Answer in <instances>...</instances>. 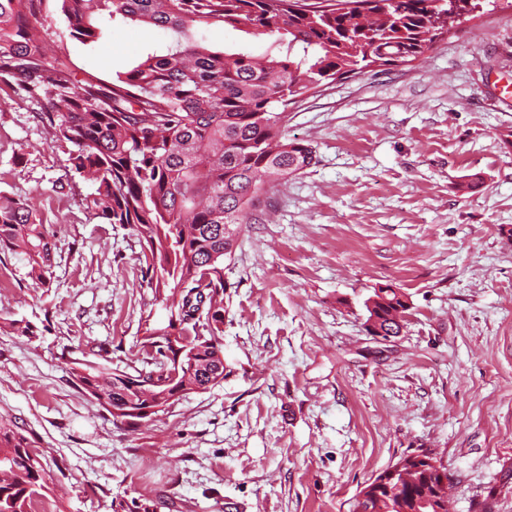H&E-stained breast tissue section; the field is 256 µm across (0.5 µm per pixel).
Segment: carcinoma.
<instances>
[{
	"instance_id": "obj_1",
	"label": "carcinoma",
	"mask_w": 512,
	"mask_h": 512,
	"mask_svg": "<svg viewBox=\"0 0 512 512\" xmlns=\"http://www.w3.org/2000/svg\"><path fill=\"white\" fill-rule=\"evenodd\" d=\"M70 34L100 37L98 21L143 22L172 34L112 85L74 79L46 65V39L29 18L41 0H0V75L31 98L43 119L74 145L72 169L91 182L90 216L129 227L141 272L170 310L146 329L140 366L73 368L76 385L114 419L145 405L167 408L220 384L211 368L223 356L224 258L240 225L270 193L315 164L311 144L288 139L282 113L297 98L374 63L423 57L448 25V0H60ZM223 24L271 40L266 53L212 51L192 29ZM22 250L28 277L53 275L51 242L35 209L0 196V256ZM367 322L397 336L410 304L398 288H376ZM179 368L164 386L163 373ZM146 377H140L141 372ZM402 487L384 489L352 512H448L450 484L428 466H404ZM51 478L28 431L0 414V512H30Z\"/></svg>"
}]
</instances>
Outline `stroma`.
Here are the masks:
<instances>
[{"label": "stroma", "instance_id": "obj_1", "mask_svg": "<svg viewBox=\"0 0 512 512\" xmlns=\"http://www.w3.org/2000/svg\"><path fill=\"white\" fill-rule=\"evenodd\" d=\"M46 63L111 84L164 40L117 21L73 38L43 0ZM44 102L0 78V195L29 199L54 245L49 285L0 260V414L54 458L51 512H350L363 483L432 448L450 512H512V0H481L424 57L371 66L289 104L315 164L241 225L224 260V381L131 428L84 394L71 359L139 357L169 310L133 230L91 218V183ZM411 309L375 341L365 300ZM30 321L35 337L10 323ZM374 288L373 294L365 301L368 312L366 323L372 331L379 328L383 335L373 336L376 340L387 341L392 336H398L406 324V315L410 304L405 293L399 288ZM367 327V331L369 330ZM387 336V339H383Z\"/></svg>", "mask_w": 512, "mask_h": 512}]
</instances>
